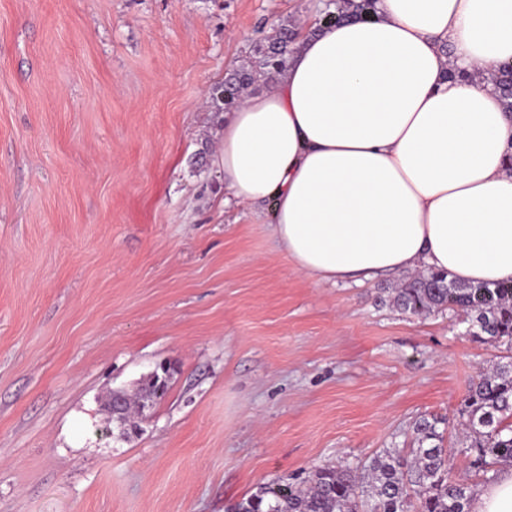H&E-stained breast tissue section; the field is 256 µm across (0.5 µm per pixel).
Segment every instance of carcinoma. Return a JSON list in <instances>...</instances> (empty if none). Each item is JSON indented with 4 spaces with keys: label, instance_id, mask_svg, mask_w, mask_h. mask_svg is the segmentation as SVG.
<instances>
[{
    "label": "carcinoma",
    "instance_id": "carcinoma-1",
    "mask_svg": "<svg viewBox=\"0 0 512 512\" xmlns=\"http://www.w3.org/2000/svg\"><path fill=\"white\" fill-rule=\"evenodd\" d=\"M375 0H328L317 29L349 19H361ZM298 32L284 26L254 47V61L236 69L213 93V100L230 110L242 93L260 79L272 80L294 52ZM503 105L512 112V72L491 74ZM393 305L414 315L451 308L471 317L483 343L504 344L508 362L480 371L468 384L459 411L471 438L465 452L472 457L473 474L485 482L498 476L500 463L512 465V281L462 284L445 272L429 270L404 281ZM418 447L408 456L389 451L362 467H319L302 480L275 479L227 507V512H471V486L454 471L453 453L443 447L436 422L422 420ZM430 445H425V442Z\"/></svg>",
    "mask_w": 512,
    "mask_h": 512
}]
</instances>
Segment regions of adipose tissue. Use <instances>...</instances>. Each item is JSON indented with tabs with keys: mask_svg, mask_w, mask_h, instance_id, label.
Instances as JSON below:
<instances>
[{
	"mask_svg": "<svg viewBox=\"0 0 512 512\" xmlns=\"http://www.w3.org/2000/svg\"><path fill=\"white\" fill-rule=\"evenodd\" d=\"M512 63V0H375L299 38L287 67L224 117L210 156L316 283L421 268L512 279V113L449 74ZM472 512H512V467Z\"/></svg>",
	"mask_w": 512,
	"mask_h": 512,
	"instance_id": "adipose-tissue-1",
	"label": "adipose tissue"
}]
</instances>
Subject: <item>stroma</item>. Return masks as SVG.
<instances>
[{
    "instance_id": "35a3bbf8",
    "label": "stroma",
    "mask_w": 512,
    "mask_h": 512,
    "mask_svg": "<svg viewBox=\"0 0 512 512\" xmlns=\"http://www.w3.org/2000/svg\"><path fill=\"white\" fill-rule=\"evenodd\" d=\"M318 0H0V512H225L277 478L463 449L506 355L401 280L314 284L200 160L211 95ZM166 366L138 435L103 404Z\"/></svg>"
}]
</instances>
